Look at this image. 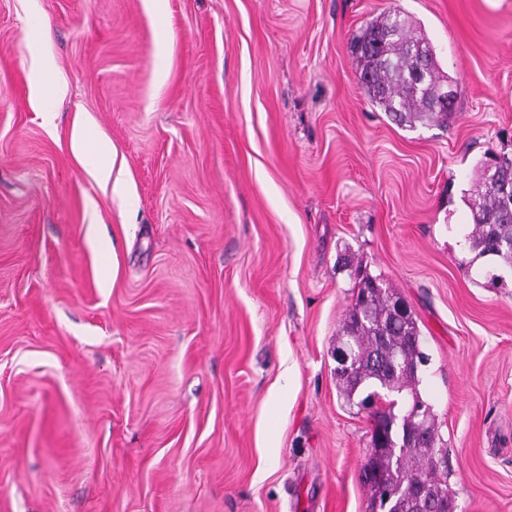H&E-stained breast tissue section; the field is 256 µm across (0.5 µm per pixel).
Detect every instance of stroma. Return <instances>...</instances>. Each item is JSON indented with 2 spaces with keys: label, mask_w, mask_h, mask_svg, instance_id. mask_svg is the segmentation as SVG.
Instances as JSON below:
<instances>
[{
  "label": "stroma",
  "mask_w": 512,
  "mask_h": 512,
  "mask_svg": "<svg viewBox=\"0 0 512 512\" xmlns=\"http://www.w3.org/2000/svg\"><path fill=\"white\" fill-rule=\"evenodd\" d=\"M394 10L445 122L360 85ZM494 157L512 0H0V512H367L334 354L358 264L418 322L456 512H512V272L465 239ZM73 151L78 153L89 167L95 179L107 183L112 177V160L108 147L100 142H92L82 131H76L71 140Z\"/></svg>",
  "instance_id": "stroma-1"
}]
</instances>
